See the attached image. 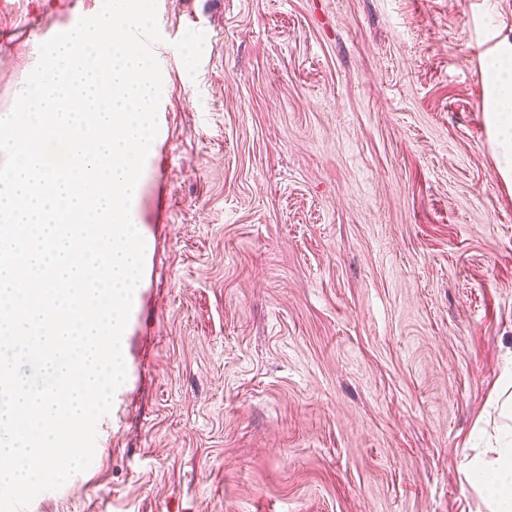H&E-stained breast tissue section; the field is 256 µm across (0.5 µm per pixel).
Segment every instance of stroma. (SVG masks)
<instances>
[{
    "mask_svg": "<svg viewBox=\"0 0 512 512\" xmlns=\"http://www.w3.org/2000/svg\"><path fill=\"white\" fill-rule=\"evenodd\" d=\"M0 0V113L46 30ZM150 252L89 468L27 512H480L512 189L479 95L512 0H157Z\"/></svg>",
    "mask_w": 512,
    "mask_h": 512,
    "instance_id": "obj_1",
    "label": "stroma"
}]
</instances>
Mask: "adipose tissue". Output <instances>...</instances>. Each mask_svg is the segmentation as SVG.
<instances>
[{
  "mask_svg": "<svg viewBox=\"0 0 512 512\" xmlns=\"http://www.w3.org/2000/svg\"><path fill=\"white\" fill-rule=\"evenodd\" d=\"M481 102L500 177L512 182V36H498L481 61ZM488 512H512V425L487 439L484 451L461 463Z\"/></svg>",
  "mask_w": 512,
  "mask_h": 512,
  "instance_id": "ef3b65f1",
  "label": "adipose tissue"
}]
</instances>
